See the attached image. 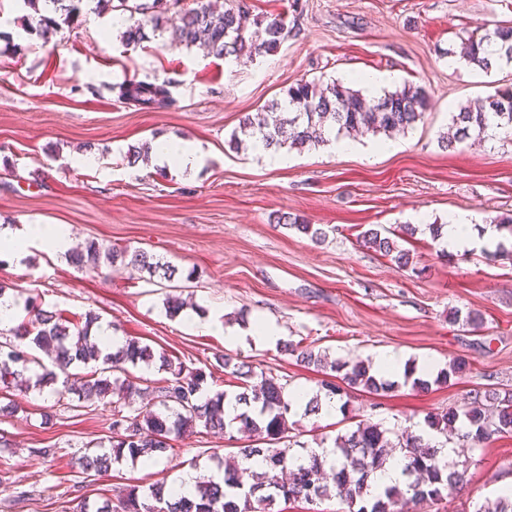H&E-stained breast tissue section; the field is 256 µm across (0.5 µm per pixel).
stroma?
<instances>
[{"label": "stroma", "mask_w": 512, "mask_h": 512, "mask_svg": "<svg viewBox=\"0 0 512 512\" xmlns=\"http://www.w3.org/2000/svg\"><path fill=\"white\" fill-rule=\"evenodd\" d=\"M247 7L249 18L278 15L293 30L275 53L228 61L180 45L167 31L125 46L93 13L72 30L28 33L21 0H0V31L22 48L0 56V222L58 224L76 244L140 249L175 269L169 280L134 279L107 263L81 272L36 249L21 271L0 260V284L38 296L47 309L93 311L116 335L196 368L230 354L286 377L293 390L318 391L320 373L278 346L227 345L224 330L242 333L263 318L283 341L333 359L394 351L437 359L443 369L456 359L469 366L426 391L357 392L346 410L299 417V429L320 435L336 436L352 419L413 431L426 415L461 408L473 390L512 393V261L482 250L445 253L428 231L460 211L478 225L512 214V144L469 139L446 150L439 143L461 104L512 86V66L485 73L449 67L446 56L486 21L512 25V0H247ZM356 72L390 74L394 86L428 91L430 108L403 134V150L367 161L327 146L292 149L287 166L271 169L256 160L254 146H230L244 114L299 80ZM127 80L167 83L171 100L151 109L122 103ZM160 135L207 147L202 170L130 166L129 145ZM86 153L97 166L74 165ZM279 213L325 229V241L276 223ZM407 224L414 236L401 234L397 243L411 254L408 267L358 240L370 228ZM171 293L196 300L201 313L219 312L222 331L203 334L185 317L166 316ZM472 312L479 325L468 323ZM12 398L16 412L0 416V512H83L124 485L173 482L192 468L212 474L239 446L199 427L177 437L155 466L116 464L90 476L78 458L109 438L111 406L59 401L48 389ZM45 411L52 424H43ZM453 446L468 461L466 486L417 512H465L469 503L496 500L498 485L512 478V436Z\"/></svg>", "instance_id": "stroma-1"}]
</instances>
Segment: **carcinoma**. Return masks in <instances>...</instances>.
<instances>
[{"label": "carcinoma", "instance_id": "obj_1", "mask_svg": "<svg viewBox=\"0 0 512 512\" xmlns=\"http://www.w3.org/2000/svg\"><path fill=\"white\" fill-rule=\"evenodd\" d=\"M89 1L95 3L93 10L99 14L115 12L124 18L126 27L120 39L127 46L148 41L149 32H159L169 24L181 44L204 46L213 56L230 61L274 52L291 33L279 16L255 19L254 30L248 33L241 23L244 11L226 8L222 0H185L177 10L162 0H24L31 10L25 27L43 32L78 25ZM503 58L512 63V25L498 24L467 38V65L488 72ZM119 98L150 107L165 104L170 95L164 84L128 80L119 85ZM429 106L427 91L414 83L368 99L362 91L336 79L326 84L302 79L288 88L283 99L245 116L240 132L233 133L230 142L242 144L239 135L243 134L275 150L318 148L330 143L329 132L334 129L373 135L405 132L422 121ZM473 135H502L512 140V87L460 105L451 115L449 134L441 137V146L453 148ZM277 222H287L315 241L326 238L324 229L291 222L287 216L277 217ZM360 243L385 256L394 255L404 267L410 263L409 252L376 230L363 232ZM69 258L79 269L96 268L103 260L109 264L119 260L132 276L144 272L152 277L160 272L165 278L173 275L169 266L151 262L146 252L137 249L103 250L92 242L83 251L71 252ZM22 311L17 325L0 329V395L23 385L42 388L59 382L61 387L54 389V394L60 400L69 394L79 398L94 395L101 400L112 397L110 446L100 443L96 451L80 456L83 471L100 475L114 464H135L144 456L161 457L173 450L172 438L198 426L213 433L263 435L268 441L266 448L245 445L238 448L237 455L224 459L223 482L214 481L211 475L198 478L191 499L181 496L174 484L162 481L146 487L129 486L119 491L117 504L106 499L95 512H266L278 498L316 503L332 496L345 502L347 512H409L411 504L443 500L448 487H458L465 480L467 462L444 461L439 443L412 433L393 443L389 429L364 420L333 438L331 453L335 459L330 464L316 448L301 442L298 446L302 452L295 453L290 448L295 423L289 421L295 396L283 378L220 355L212 369L235 378L241 391L218 390L204 399L202 370L164 353L156 356L134 337L125 338L116 351L103 353L98 337L91 334L98 322L91 311L69 318L62 310L44 308L31 296L23 299ZM34 349L49 358L52 368L32 353ZM283 351L307 368L343 373L339 383L321 381L330 399L341 401L354 390L377 395L398 385L374 371L369 361L330 362L310 346L291 341L283 345ZM156 361L158 369L166 373L159 380L135 377L128 371L130 365L150 366ZM78 364L85 373L73 381L69 369ZM466 370V361L454 360L430 381L416 376V370L409 367L404 372V384L427 390ZM226 399L240 407V413L229 421L224 420ZM425 424L438 434L445 436L451 429L473 445H482L512 434V396L477 389L469 406L429 417ZM396 449L406 460V480L370 492L375 475ZM473 512H512V501L499 497L491 504L477 503Z\"/></svg>", "mask_w": 512, "mask_h": 512}]
</instances>
